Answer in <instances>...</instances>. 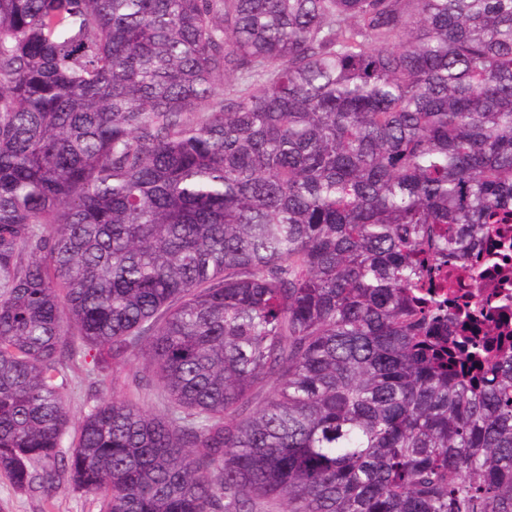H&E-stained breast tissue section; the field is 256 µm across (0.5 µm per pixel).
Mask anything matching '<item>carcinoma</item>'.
I'll return each mask as SVG.
<instances>
[{"label": "carcinoma", "instance_id": "obj_1", "mask_svg": "<svg viewBox=\"0 0 512 512\" xmlns=\"http://www.w3.org/2000/svg\"><path fill=\"white\" fill-rule=\"evenodd\" d=\"M511 208L512 0H0V473L512 512V354L424 293ZM67 374L71 381L70 409L76 421L81 413L87 410V406L93 404L92 401L90 403L89 401L94 399L91 395L94 392L88 390V379L84 375L71 370H68Z\"/></svg>", "mask_w": 512, "mask_h": 512}]
</instances>
